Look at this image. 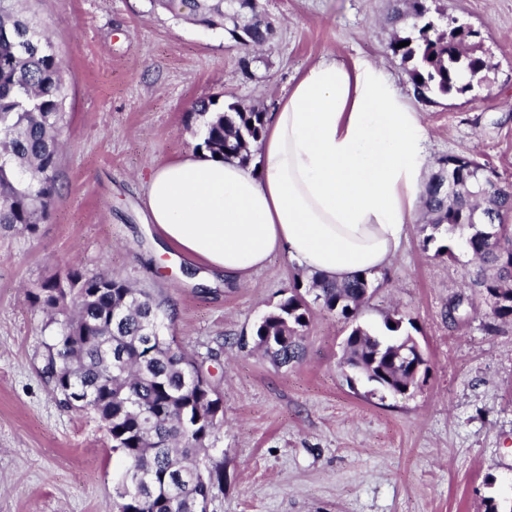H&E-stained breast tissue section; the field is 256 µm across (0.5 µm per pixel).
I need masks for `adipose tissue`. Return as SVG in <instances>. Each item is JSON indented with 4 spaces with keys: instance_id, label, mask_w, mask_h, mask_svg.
Here are the masks:
<instances>
[{
    "instance_id": "obj_1",
    "label": "adipose tissue",
    "mask_w": 512,
    "mask_h": 512,
    "mask_svg": "<svg viewBox=\"0 0 512 512\" xmlns=\"http://www.w3.org/2000/svg\"><path fill=\"white\" fill-rule=\"evenodd\" d=\"M427 133L378 65L326 55L265 123L258 167L189 151L144 186L160 239L246 280L274 255L341 283L396 255L426 187Z\"/></svg>"
}]
</instances>
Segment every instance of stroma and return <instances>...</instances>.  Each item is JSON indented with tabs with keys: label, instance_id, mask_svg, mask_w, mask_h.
<instances>
[{
	"label": "stroma",
	"instance_id": "obj_1",
	"mask_svg": "<svg viewBox=\"0 0 512 512\" xmlns=\"http://www.w3.org/2000/svg\"><path fill=\"white\" fill-rule=\"evenodd\" d=\"M63 61L66 142L59 193L32 234L0 230V512H106L120 457L93 411L68 408L45 371L55 325L30 296L75 267L149 290L178 342L223 394L212 454L224 486L208 512H512V323L470 288L477 262L421 247L424 215L380 273L361 324L413 321L429 371L393 396L341 368L349 326L314 310L299 360L275 366L254 324L293 281L310 275L282 255L247 282L193 280L181 256L158 252L143 183L202 140L193 106L236 103L273 112L325 54L364 58L411 90L393 56L416 36L405 0H259L273 28L248 50L223 33L173 20L150 0H26ZM432 17L478 30L489 80L465 94L413 99L428 132L427 169L465 156L512 181V0H426ZM458 297L474 307L449 314Z\"/></svg>",
	"mask_w": 512,
	"mask_h": 512
}]
</instances>
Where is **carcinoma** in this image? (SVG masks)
I'll list each match as a JSON object with an SVG mask.
<instances>
[{"label": "carcinoma", "mask_w": 512, "mask_h": 512, "mask_svg": "<svg viewBox=\"0 0 512 512\" xmlns=\"http://www.w3.org/2000/svg\"><path fill=\"white\" fill-rule=\"evenodd\" d=\"M20 3L0 0V228L33 233L55 201L66 93L63 61L46 27ZM152 6L206 29L224 26L222 0H154ZM410 8L418 36L401 48L396 39L390 50L412 63L408 77L415 96L427 100L431 94L473 90L484 59L471 49L461 57L453 46L455 29L439 30L423 0H410ZM248 35L249 43L261 46L271 39L272 28L256 17ZM210 105L198 101L195 111L204 116ZM264 125V112L230 104L206 122L197 148L246 163L249 145L260 140ZM437 168L459 181L475 174L490 193L450 200L430 178L423 196L429 216L424 228L430 233L422 247L434 245L435 256L453 260L445 240L464 239L473 258L493 269L491 276L476 279L475 287L494 318L512 321V184L474 158L443 157ZM474 210L487 212L490 223L471 227ZM369 288L365 274L341 284L316 275L306 287L294 282L255 325V346L276 364L294 361L315 306L351 323L344 369L393 395L407 394L428 371L413 373L410 366L428 359L396 358L394 345L408 336L403 315L385 317L384 335L358 323ZM31 297L57 325L47 365L54 390L63 394L70 386L82 392L112 440V452L124 461L113 512H207L212 491L224 481L222 464L210 458L224 419L223 396L202 365L165 334L161 304L105 272L75 268L43 280Z\"/></svg>", "instance_id": "obj_1"}]
</instances>
